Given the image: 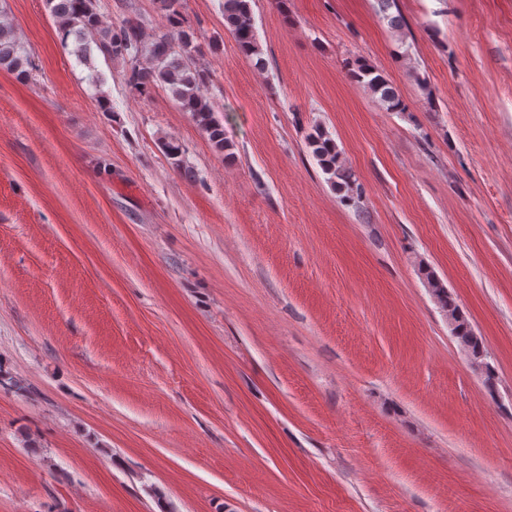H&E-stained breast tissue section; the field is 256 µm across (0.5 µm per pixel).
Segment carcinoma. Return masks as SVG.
<instances>
[{"label": "carcinoma", "instance_id": "obj_1", "mask_svg": "<svg viewBox=\"0 0 512 512\" xmlns=\"http://www.w3.org/2000/svg\"><path fill=\"white\" fill-rule=\"evenodd\" d=\"M46 3L62 40H73V53L79 62L91 65L95 52L109 60L133 62L130 84L136 93L148 94L159 87L168 89L181 109L189 113L207 134L214 150L227 158L232 157L229 153L232 144L224 136V124L217 115L216 105L203 92L207 75L196 65L203 50L194 31L184 27L181 0H159L168 29L156 34L149 42L144 41L142 24L138 20H126L117 26L104 24L98 11V0H46ZM224 28L233 36L247 61L257 69L266 68L267 62L254 28L251 0H224ZM0 67L23 79L31 77L34 68L13 26L4 20H0ZM350 76L354 82L379 96L386 111H405L401 94L383 72L359 61ZM307 144L322 172L328 175V182L343 195V201L348 205H359L364 191L343 163L335 141L324 130L316 128L309 134ZM426 279L471 364L485 371L487 381H492L494 373L485 363L483 343L474 334L461 308L433 273H426Z\"/></svg>", "mask_w": 512, "mask_h": 512}]
</instances>
